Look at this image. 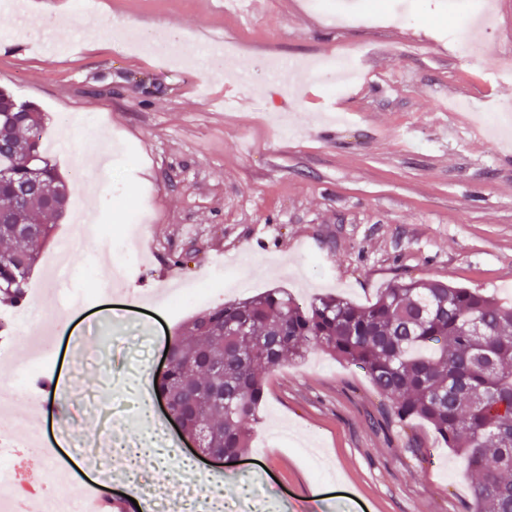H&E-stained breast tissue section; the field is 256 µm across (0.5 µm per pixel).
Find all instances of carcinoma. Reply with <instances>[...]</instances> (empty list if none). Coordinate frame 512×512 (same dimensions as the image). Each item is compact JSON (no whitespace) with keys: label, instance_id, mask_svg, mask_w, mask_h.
I'll return each instance as SVG.
<instances>
[{"label":"carcinoma","instance_id":"obj_1","mask_svg":"<svg viewBox=\"0 0 512 512\" xmlns=\"http://www.w3.org/2000/svg\"><path fill=\"white\" fill-rule=\"evenodd\" d=\"M1 112L10 129L0 157L13 165L0 178V212L24 197L18 223H0V295L17 307L70 191L44 151L43 113L0 89ZM313 345L361 369L399 421L427 422L463 458L475 475L471 512H512V303L493 295L409 279L366 304L335 294L303 302L283 289L228 300L173 339L175 361L156 375L157 394L209 391L211 367L192 365L200 352L223 365L224 397L205 398L199 417L209 444L233 460L249 447L264 376Z\"/></svg>","mask_w":512,"mask_h":512}]
</instances>
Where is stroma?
<instances>
[{
    "label": "stroma",
    "mask_w": 512,
    "mask_h": 512,
    "mask_svg": "<svg viewBox=\"0 0 512 512\" xmlns=\"http://www.w3.org/2000/svg\"><path fill=\"white\" fill-rule=\"evenodd\" d=\"M0 35V88L45 115L53 154L92 223L112 225V257L82 245L71 288L99 287L83 305L62 299L45 265L28 305L62 314L52 353L78 429L147 440L126 392L155 372L167 339L198 312L284 288L364 304L400 278L440 280L512 302V138L497 140L453 99L512 108V0H253L249 19L224 0H23ZM493 16L482 57L455 53L479 6ZM64 26H57V19ZM350 57L359 82L335 98L323 86L281 85L272 62ZM112 146L101 197L86 164ZM145 221L127 223V205ZM215 285L168 314L172 288ZM117 344L97 346L104 325ZM0 388L38 343L0 325ZM111 365L106 414L87 399ZM260 420L225 501L269 512L268 487L288 512H468L472 478L423 422L387 413L366 375L321 348L264 381ZM433 449L430 461L416 456ZM176 493L222 474L142 459Z\"/></svg>",
    "instance_id": "obj_1"
}]
</instances>
